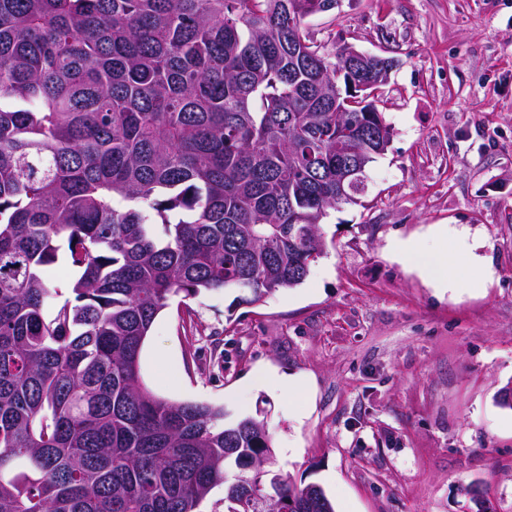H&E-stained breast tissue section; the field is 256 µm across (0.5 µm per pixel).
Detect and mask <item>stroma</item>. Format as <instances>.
Instances as JSON below:
<instances>
[{
	"instance_id": "obj_1",
	"label": "stroma",
	"mask_w": 512,
	"mask_h": 512,
	"mask_svg": "<svg viewBox=\"0 0 512 512\" xmlns=\"http://www.w3.org/2000/svg\"><path fill=\"white\" fill-rule=\"evenodd\" d=\"M310 36L397 60L395 130L359 203L330 211L306 279L247 305L172 297L139 358L157 395L265 419L277 464L336 512H512V0H341ZM467 227L495 275L440 295L394 261L396 237ZM300 377L295 394L256 373Z\"/></svg>"
}]
</instances>
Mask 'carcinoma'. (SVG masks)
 Here are the masks:
<instances>
[{"label":"carcinoma","mask_w":512,"mask_h":512,"mask_svg":"<svg viewBox=\"0 0 512 512\" xmlns=\"http://www.w3.org/2000/svg\"><path fill=\"white\" fill-rule=\"evenodd\" d=\"M334 2L0 0V512H197L219 486L238 512L273 484L277 512H335L264 421L139 373L171 297L301 284L388 150L379 70L307 32ZM44 275L51 288L59 289L62 293L61 297L56 298L57 303L71 297L68 286L77 276V271L68 264L64 255H60L58 262L48 267Z\"/></svg>","instance_id":"carcinoma-1"}]
</instances>
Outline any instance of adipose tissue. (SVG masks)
Wrapping results in <instances>:
<instances>
[{
    "instance_id": "obj_1",
    "label": "adipose tissue",
    "mask_w": 512,
    "mask_h": 512,
    "mask_svg": "<svg viewBox=\"0 0 512 512\" xmlns=\"http://www.w3.org/2000/svg\"><path fill=\"white\" fill-rule=\"evenodd\" d=\"M428 239H397L391 242V257L418 273L435 289L441 292H459L463 284L448 275L449 255L466 256L469 265L477 269L481 279L488 280L494 275L486 258L479 254V243L468 229L445 228L434 225L428 231Z\"/></svg>"
}]
</instances>
